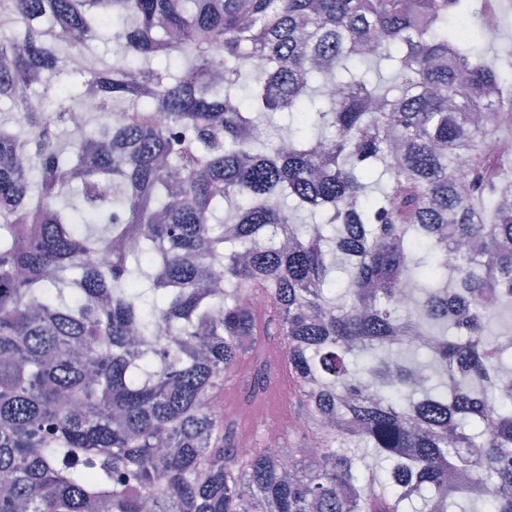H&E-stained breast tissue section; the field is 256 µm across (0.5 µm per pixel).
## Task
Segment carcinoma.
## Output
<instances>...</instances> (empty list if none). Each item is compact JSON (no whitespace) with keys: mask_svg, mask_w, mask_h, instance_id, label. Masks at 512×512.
Returning a JSON list of instances; mask_svg holds the SVG:
<instances>
[{"mask_svg":"<svg viewBox=\"0 0 512 512\" xmlns=\"http://www.w3.org/2000/svg\"><path fill=\"white\" fill-rule=\"evenodd\" d=\"M470 2L0 0V512H448L450 469L512 512V84ZM234 378L288 385L301 457L239 450Z\"/></svg>","mask_w":512,"mask_h":512,"instance_id":"carcinoma-1","label":"carcinoma"}]
</instances>
